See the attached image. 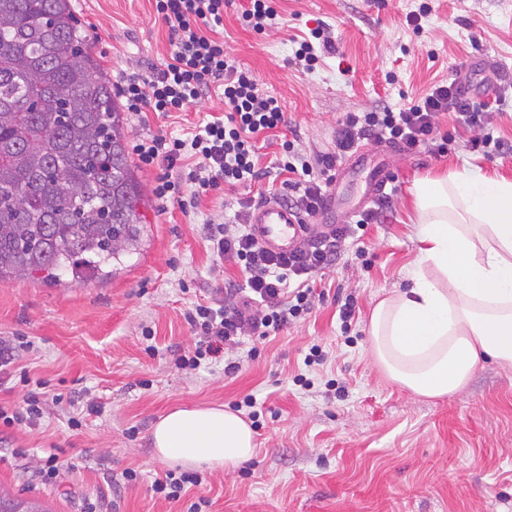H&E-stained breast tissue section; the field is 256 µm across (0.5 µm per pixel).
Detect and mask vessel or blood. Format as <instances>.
Masks as SVG:
<instances>
[{
    "mask_svg": "<svg viewBox=\"0 0 512 512\" xmlns=\"http://www.w3.org/2000/svg\"><path fill=\"white\" fill-rule=\"evenodd\" d=\"M350 171L363 176L365 190L358 203L362 210L378 200L392 183L391 170L383 160L362 149L355 151L346 170L337 172V179H344ZM250 222L256 237L265 247L284 253L298 246L306 228L301 215L270 199L251 212Z\"/></svg>",
    "mask_w": 512,
    "mask_h": 512,
    "instance_id": "vessel-or-blood-1",
    "label": "vessel or blood"
}]
</instances>
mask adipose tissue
Segmentation results:
<instances>
[{
	"instance_id": "obj_1",
	"label": "adipose tissue",
	"mask_w": 512,
	"mask_h": 512,
	"mask_svg": "<svg viewBox=\"0 0 512 512\" xmlns=\"http://www.w3.org/2000/svg\"><path fill=\"white\" fill-rule=\"evenodd\" d=\"M415 211L412 285L377 302L368 336L389 379L438 398L463 389L486 360L512 367V178L462 171L422 182ZM150 438L172 467L231 471L255 453L249 423L221 406L170 411Z\"/></svg>"
}]
</instances>
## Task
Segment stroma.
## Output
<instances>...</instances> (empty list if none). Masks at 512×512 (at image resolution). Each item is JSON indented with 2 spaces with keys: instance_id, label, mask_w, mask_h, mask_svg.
I'll list each match as a JSON object with an SVG mask.
<instances>
[{
  "instance_id": "obj_1",
  "label": "stroma",
  "mask_w": 512,
  "mask_h": 512,
  "mask_svg": "<svg viewBox=\"0 0 512 512\" xmlns=\"http://www.w3.org/2000/svg\"><path fill=\"white\" fill-rule=\"evenodd\" d=\"M429 2L420 30L407 15ZM110 79L149 75L170 60L166 25L154 0H69ZM279 26L245 29L236 8L219 35L262 90L279 99L303 160L333 152L345 113L379 105L398 109L458 71L477 91L512 88V0H275ZM326 24L335 52L315 70L293 61L294 41ZM220 87L188 111L129 118V136L187 138L222 114ZM459 134L452 154L384 153L396 182L387 220L346 241L336 267L315 278L311 312L271 341L237 355L241 370L225 376L223 361L179 369L174 355L193 348L184 319L195 303L224 301L225 278H239L204 238L208 224H232L234 194L215 191L189 212L160 211L150 201L142 245L108 281L47 285L0 282V338L20 343L0 372V404L37 396L36 425L0 423V490L39 501L48 512H187L209 499L208 512H512V367L489 361L458 393L424 398L391 381L377 366L367 333L376 303L410 287L418 259L414 185L462 169L512 177V157L471 152ZM353 296L349 328L337 297ZM320 363L306 364L312 346ZM256 400L253 458L234 472H204L201 487L181 500L158 498V461L150 430L177 407H234ZM56 454L60 475L41 484L38 458ZM140 478L112 483L124 469Z\"/></svg>"
}]
</instances>
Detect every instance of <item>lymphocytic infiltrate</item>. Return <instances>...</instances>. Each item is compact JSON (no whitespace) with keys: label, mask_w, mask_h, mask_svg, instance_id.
<instances>
[{"label":"lymphocytic infiltrate","mask_w":512,"mask_h":512,"mask_svg":"<svg viewBox=\"0 0 512 512\" xmlns=\"http://www.w3.org/2000/svg\"><path fill=\"white\" fill-rule=\"evenodd\" d=\"M231 4L232 0H155L157 15L168 28L171 60L151 76L125 74L113 85L127 111L139 115L185 111L212 83L222 82L223 115L206 123L191 139L149 134L133 146L144 165L160 170L153 189L156 199L178 204L183 210L189 200L218 187L233 191L265 177L257 138L286 125L278 99L262 93L256 76L236 63L223 41L209 35L210 29L223 26L224 10ZM463 85L459 78L438 83L397 111L383 106L345 113L336 132L335 152L322 156L313 169L296 166L294 142L283 141L284 156L278 168L287 178L285 191L278 196L280 203L307 218L317 215L324 204V189L335 179L338 155L365 140L385 141L407 152L424 148L448 155L456 142L455 132L441 131L437 124L438 115L446 112L453 114L458 129L470 132L472 152L485 157L506 153L512 146L505 141L475 133L488 112L502 109L505 95L482 100L465 94ZM192 155L198 162L191 169L187 159ZM382 216L379 209H365L354 224L306 234L288 254L262 246L248 222L206 225L211 251L238 266L243 279L225 281L223 305L199 303L186 313L199 339L193 350L177 357L178 367L197 369L203 360L238 348L244 338L266 340L306 316L313 305V278L336 264L342 243L356 229L378 223Z\"/></svg>","instance_id":"obj_1"}]
</instances>
